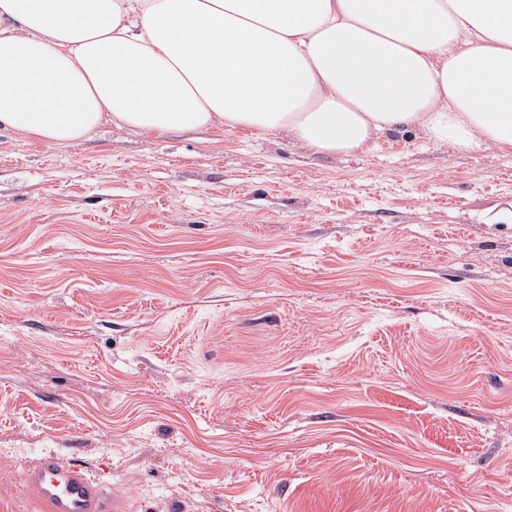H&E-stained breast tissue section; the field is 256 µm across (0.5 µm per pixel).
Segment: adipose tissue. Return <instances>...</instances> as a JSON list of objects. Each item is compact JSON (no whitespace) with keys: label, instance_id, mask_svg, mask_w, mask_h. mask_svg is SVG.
I'll use <instances>...</instances> for the list:
<instances>
[{"label":"adipose tissue","instance_id":"ef3b65f1","mask_svg":"<svg viewBox=\"0 0 512 512\" xmlns=\"http://www.w3.org/2000/svg\"><path fill=\"white\" fill-rule=\"evenodd\" d=\"M112 121L512 153V0H0V128L67 146Z\"/></svg>","mask_w":512,"mask_h":512}]
</instances>
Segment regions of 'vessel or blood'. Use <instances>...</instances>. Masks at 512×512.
Returning a JSON list of instances; mask_svg holds the SVG:
<instances>
[{"instance_id":"b4317fda","label":"vessel or blood","mask_w":512,"mask_h":512,"mask_svg":"<svg viewBox=\"0 0 512 512\" xmlns=\"http://www.w3.org/2000/svg\"><path fill=\"white\" fill-rule=\"evenodd\" d=\"M22 485L41 512H126L120 495L94 477L84 461L51 450L25 469Z\"/></svg>"}]
</instances>
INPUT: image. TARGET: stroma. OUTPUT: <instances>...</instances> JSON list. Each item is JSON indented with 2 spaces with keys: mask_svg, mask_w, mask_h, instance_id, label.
<instances>
[{
  "mask_svg": "<svg viewBox=\"0 0 512 512\" xmlns=\"http://www.w3.org/2000/svg\"><path fill=\"white\" fill-rule=\"evenodd\" d=\"M512 512V154L417 128L0 131V512ZM25 494L42 512H126L120 495L79 458L44 450L23 474Z\"/></svg>",
  "mask_w": 512,
  "mask_h": 512,
  "instance_id": "obj_1",
  "label": "stroma"
}]
</instances>
